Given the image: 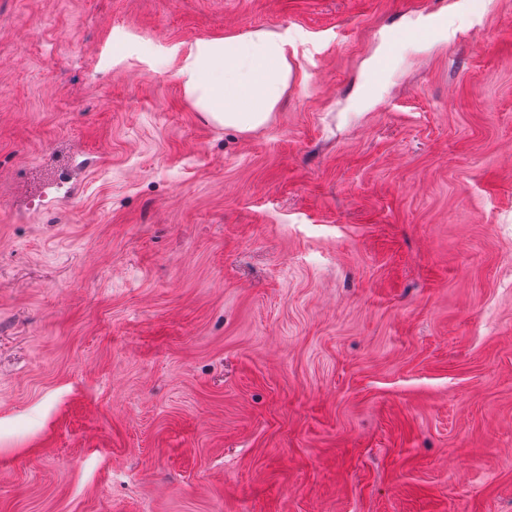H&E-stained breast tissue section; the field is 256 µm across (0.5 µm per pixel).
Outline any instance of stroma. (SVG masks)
<instances>
[{"mask_svg":"<svg viewBox=\"0 0 512 512\" xmlns=\"http://www.w3.org/2000/svg\"><path fill=\"white\" fill-rule=\"evenodd\" d=\"M422 2L0 0V512H512V0ZM294 52L291 36L264 30L200 40L178 78L212 122L248 133L268 124L288 91Z\"/></svg>","mask_w":512,"mask_h":512,"instance_id":"1","label":"stroma"}]
</instances>
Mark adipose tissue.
Returning a JSON list of instances; mask_svg holds the SVG:
<instances>
[{"label": "adipose tissue", "instance_id": "adipose-tissue-1", "mask_svg": "<svg viewBox=\"0 0 512 512\" xmlns=\"http://www.w3.org/2000/svg\"><path fill=\"white\" fill-rule=\"evenodd\" d=\"M294 39L257 30L200 40L178 78L194 106L217 124L248 133L268 124L294 78Z\"/></svg>", "mask_w": 512, "mask_h": 512}]
</instances>
